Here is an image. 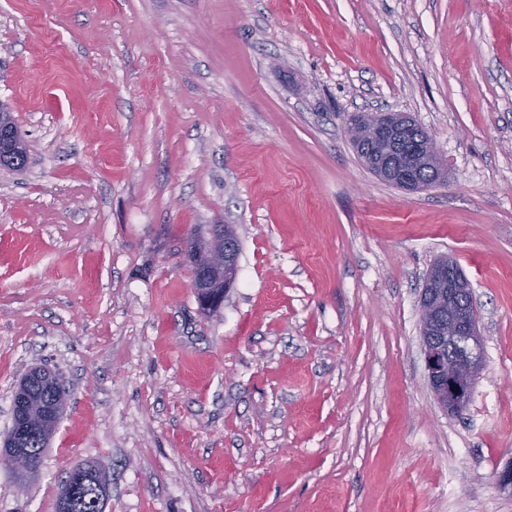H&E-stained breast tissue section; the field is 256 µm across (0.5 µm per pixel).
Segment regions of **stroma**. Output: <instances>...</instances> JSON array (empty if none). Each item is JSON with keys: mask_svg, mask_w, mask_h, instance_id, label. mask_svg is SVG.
<instances>
[{"mask_svg": "<svg viewBox=\"0 0 512 512\" xmlns=\"http://www.w3.org/2000/svg\"><path fill=\"white\" fill-rule=\"evenodd\" d=\"M0 433L23 375L67 408L0 512H512V0H0ZM405 112L445 184L373 175L355 113ZM233 225L202 312L187 251ZM443 258L483 338L467 410L430 391L419 296ZM101 470L96 464H81L74 467L67 478L62 481L61 491L69 494V512H102L104 497L100 500L99 511H93V503L99 498L100 488L91 480L92 472ZM60 491V492H61Z\"/></svg>", "mask_w": 512, "mask_h": 512, "instance_id": "stroma-1", "label": "stroma"}]
</instances>
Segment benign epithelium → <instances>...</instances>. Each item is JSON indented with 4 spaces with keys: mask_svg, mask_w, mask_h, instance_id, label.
<instances>
[{
    "mask_svg": "<svg viewBox=\"0 0 512 512\" xmlns=\"http://www.w3.org/2000/svg\"><path fill=\"white\" fill-rule=\"evenodd\" d=\"M404 124L391 121L382 115L361 126H350V137L364 135L376 148L384 149L386 141L396 139L397 130ZM22 140L9 122L0 121V154H14L21 150ZM437 159L434 141L428 134L405 143L397 160L388 167L381 166L378 173L392 181L397 188L413 192L420 186L418 172L427 160ZM210 243L204 247L192 243L188 253L191 288L206 311H219L224 296L232 287L225 274V258L237 249V243L224 238V225L213 224ZM448 279V298H425L420 303L424 322H430L443 307H448V348L455 354L443 357L426 339H421L425 369L430 390L437 404L449 414H460L468 407L477 381L483 371L482 338L479 331L477 310L469 280L458 265L450 260L427 274L426 281ZM29 378L52 389V402L42 408L40 421L35 422L30 413L31 387L24 383L15 393L12 406V426L0 437V458H7L21 473L31 474L39 467V458L25 447L28 436L34 432L44 434L45 428L55 425L66 406L65 387L59 377L45 374L38 369Z\"/></svg>",
    "mask_w": 512,
    "mask_h": 512,
    "instance_id": "obj_1",
    "label": "benign epithelium"
}]
</instances>
